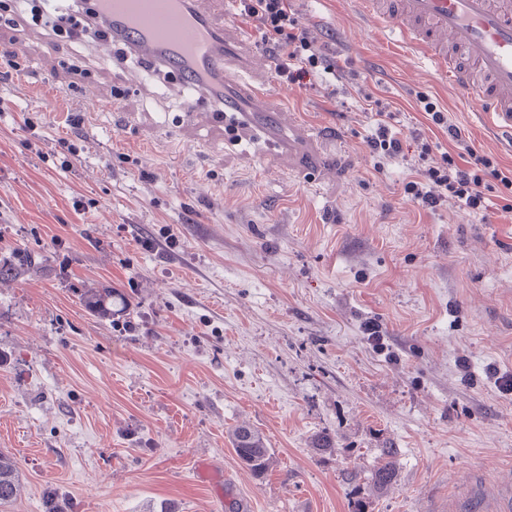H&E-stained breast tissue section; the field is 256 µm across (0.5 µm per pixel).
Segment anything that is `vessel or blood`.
<instances>
[{"label": "vessel or blood", "instance_id": "1", "mask_svg": "<svg viewBox=\"0 0 512 512\" xmlns=\"http://www.w3.org/2000/svg\"><path fill=\"white\" fill-rule=\"evenodd\" d=\"M209 0H95L97 20L112 32L105 47L123 44L143 75L192 90L186 116L200 106L220 111L229 128L247 125L272 150L281 110L262 96L255 71L225 38L224 18ZM372 24L395 33L429 59L440 81L466 95L497 129L512 134V0H356ZM304 129L291 153L305 174L321 165ZM448 512H512V483L470 479L448 501Z\"/></svg>", "mask_w": 512, "mask_h": 512}]
</instances>
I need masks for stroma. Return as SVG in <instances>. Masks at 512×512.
Wrapping results in <instances>:
<instances>
[{
    "label": "stroma",
    "mask_w": 512,
    "mask_h": 512,
    "mask_svg": "<svg viewBox=\"0 0 512 512\" xmlns=\"http://www.w3.org/2000/svg\"><path fill=\"white\" fill-rule=\"evenodd\" d=\"M288 3L344 73L263 77L322 135L313 181L85 42L0 27V260L38 256L0 283V452L24 486L5 512H437L465 471L512 477V219L414 205L406 161L373 169L367 102L432 165L456 144L419 96L500 167L512 137L352 0ZM420 103L422 104V109L424 110L425 114L429 117L430 121L434 125L445 127L448 130V134L453 138L454 141H460V130L453 125H448V116L445 115V112L439 109L428 96H421ZM236 451L255 470L263 471L266 468L268 457L259 438L246 430H239L235 434Z\"/></svg>",
    "instance_id": "stroma-1"
}]
</instances>
